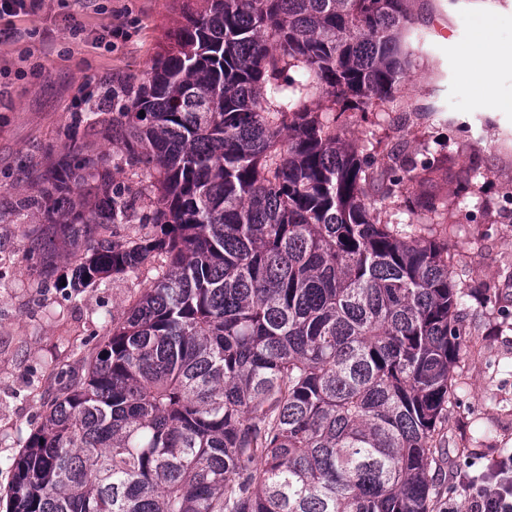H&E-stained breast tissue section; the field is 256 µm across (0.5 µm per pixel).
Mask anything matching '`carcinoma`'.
<instances>
[{
	"instance_id": "1",
	"label": "carcinoma",
	"mask_w": 512,
	"mask_h": 512,
	"mask_svg": "<svg viewBox=\"0 0 512 512\" xmlns=\"http://www.w3.org/2000/svg\"><path fill=\"white\" fill-rule=\"evenodd\" d=\"M410 2L188 0L166 54L78 117L155 172L150 231L99 234L135 198L71 146L17 208L73 251L36 236L29 259L74 291L156 274L12 462L7 512H430L462 295L430 226L383 222L365 186L444 162L379 168L307 105L394 100Z\"/></svg>"
}]
</instances>
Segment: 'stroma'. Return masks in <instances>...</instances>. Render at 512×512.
<instances>
[{"instance_id":"obj_1","label":"stroma","mask_w":512,"mask_h":512,"mask_svg":"<svg viewBox=\"0 0 512 512\" xmlns=\"http://www.w3.org/2000/svg\"><path fill=\"white\" fill-rule=\"evenodd\" d=\"M184 0H41L34 15L0 20V496L11 463L40 425L51 400L80 373L81 354L94 351L114 322L151 283L153 274L113 275L82 291L55 288L28 258L30 236H56L43 215H20L16 200L75 142L82 152L111 155L115 184L144 208L147 170L125 165L121 142L106 144L75 121L102 102L114 82L138 76L170 45ZM408 44L412 67L394 101L367 112L335 115L322 93L309 104L336 120L360 155L385 162L391 150L448 166L410 195L434 197L437 211H408L403 198L368 199L382 220L430 219L448 246L449 272L464 296L466 345L454 369L457 396L444 423L456 457L443 466L434 512L461 502L459 474L477 475L512 449V66L497 65L489 104L478 102L463 56L494 21L492 38L512 43V0H411ZM123 28L122 39L108 30ZM470 170L467 192L455 174Z\"/></svg>"}]
</instances>
